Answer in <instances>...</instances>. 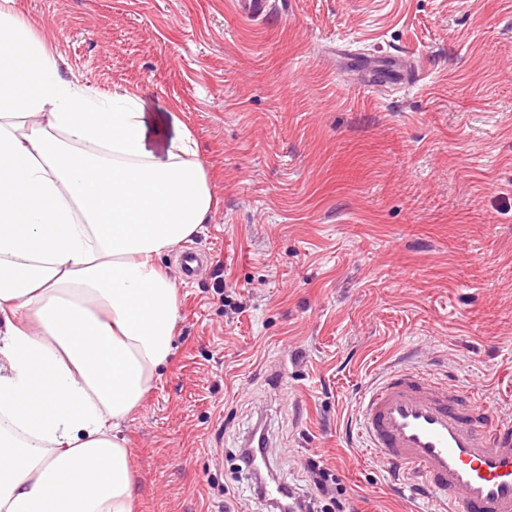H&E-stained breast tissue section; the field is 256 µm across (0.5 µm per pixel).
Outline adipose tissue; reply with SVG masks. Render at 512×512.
I'll use <instances>...</instances> for the list:
<instances>
[{
    "instance_id": "ef3b65f1",
    "label": "adipose tissue",
    "mask_w": 512,
    "mask_h": 512,
    "mask_svg": "<svg viewBox=\"0 0 512 512\" xmlns=\"http://www.w3.org/2000/svg\"><path fill=\"white\" fill-rule=\"evenodd\" d=\"M0 0V512H133L121 425L167 364L159 258L215 207L190 135L145 151L136 99L65 81Z\"/></svg>"
}]
</instances>
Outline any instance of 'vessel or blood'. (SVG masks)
Wrapping results in <instances>:
<instances>
[{
	"label": "vessel or blood",
	"mask_w": 512,
	"mask_h": 512,
	"mask_svg": "<svg viewBox=\"0 0 512 512\" xmlns=\"http://www.w3.org/2000/svg\"><path fill=\"white\" fill-rule=\"evenodd\" d=\"M237 16L255 21L274 0H233ZM406 55L366 75L404 78ZM358 435L410 489L425 491L433 512H512V420L458 382L417 368L387 371L360 398Z\"/></svg>",
	"instance_id": "b4317fda"
}]
</instances>
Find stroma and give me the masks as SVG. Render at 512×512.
<instances>
[{
	"label": "stroma",
	"mask_w": 512,
	"mask_h": 512,
	"mask_svg": "<svg viewBox=\"0 0 512 512\" xmlns=\"http://www.w3.org/2000/svg\"><path fill=\"white\" fill-rule=\"evenodd\" d=\"M65 80L138 98L155 161L190 132L217 205L159 259L174 352L122 431L137 512H266L237 470L262 425L279 481L359 512H429L354 430L405 363L512 419V0H15ZM413 54L406 84L361 68ZM273 0H233L237 16L256 21L268 15L274 8Z\"/></svg>",
	"instance_id": "35a3bbf8"
}]
</instances>
